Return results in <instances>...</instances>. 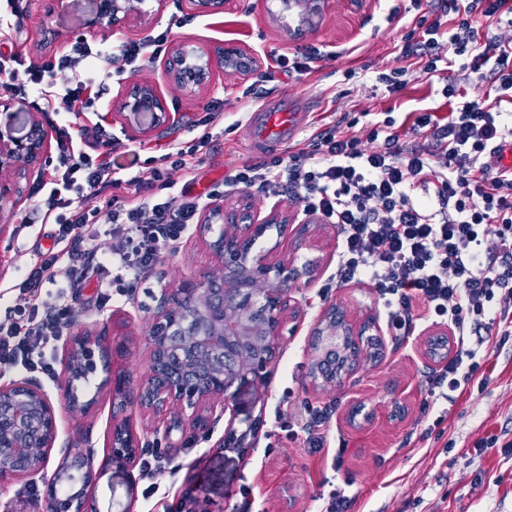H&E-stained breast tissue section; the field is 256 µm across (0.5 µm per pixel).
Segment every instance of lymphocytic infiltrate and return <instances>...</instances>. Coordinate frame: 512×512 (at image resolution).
Segmentation results:
<instances>
[{"label": "lymphocytic infiltrate", "mask_w": 512, "mask_h": 512, "mask_svg": "<svg viewBox=\"0 0 512 512\" xmlns=\"http://www.w3.org/2000/svg\"><path fill=\"white\" fill-rule=\"evenodd\" d=\"M414 28L420 36L406 40L402 66L377 73L375 80L391 95L421 74L451 67L454 57L467 56L472 72L490 69L497 85L492 101L467 99L446 86L452 99L448 120L431 114L415 117L410 129L431 131V147H411L391 125L373 128L384 138L378 151L362 149L352 133L329 127L312 134L288 155L248 161L224 178L226 191L244 187L263 195L287 193L304 211L336 225L341 251L337 285L369 282L384 301L388 321L410 331L417 304L436 321L447 324L458 349L446 365L425 380L432 400L455 402L476 380L478 353L492 336H512V174L482 165L481 157L507 136L501 107L512 105V47L489 39L482 24L512 18V0H451V26L422 14V0H412ZM168 31L150 34L119 47L82 41L70 49L27 61L0 54V92L28 101L61 100L64 122L56 128L57 157L46 193L37 197L28 224H51L55 248L39 252L14 289L21 300L0 322V369L22 367L52 375V352L74 318V290L97 278L98 307L135 287L141 271L160 256L175 251L191 224L197 223L204 198L167 196L170 172L182 169L202 151L212 150L216 120L223 99L207 108L203 130L189 146L173 144L156 158L150 180L117 177L110 161L92 154L112 146L103 127L80 121L92 108L93 74L123 61L131 71L148 66L160 55ZM24 83H17L18 73ZM443 172L433 196L415 199L433 163ZM133 188V199L122 191ZM105 206L88 207L92 197ZM117 237L120 248L104 250V237ZM494 242L496 256L482 246Z\"/></svg>", "instance_id": "f902f5d3"}]
</instances>
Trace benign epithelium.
Here are the masks:
<instances>
[{
    "instance_id": "obj_1",
    "label": "benign epithelium",
    "mask_w": 512,
    "mask_h": 512,
    "mask_svg": "<svg viewBox=\"0 0 512 512\" xmlns=\"http://www.w3.org/2000/svg\"><path fill=\"white\" fill-rule=\"evenodd\" d=\"M190 9L206 15L232 0H188ZM283 10L308 9L305 17L320 10L327 0H280ZM87 27L93 30L117 28L132 22L148 24L152 10L145 0H94ZM221 58L224 73L248 77L260 67L259 54L229 42L212 52L194 44L176 41L164 61L166 80L183 92L194 95L213 79V55ZM0 105L8 110L0 122V212L13 208L22 199L21 180L35 169L45 155L48 136L38 116L19 107L10 111L11 102ZM117 105L130 125L146 131L161 120L164 112L160 94L147 82L134 81L119 93ZM225 223L220 233L206 241L215 260L216 272L205 280L188 279L169 293L162 290L147 336L152 347V366L147 379L131 385L127 374L114 368L111 356L127 351V340L107 347L103 334H96L75 322L62 346L60 391L67 407L86 411L95 398L78 394V385L103 375L100 386L112 391V429L109 445L112 461L134 467L144 448L141 436L130 425L131 407L152 415L151 433L168 448H185L198 434L209 435L227 419L224 437L218 447L244 452L252 447L262 427V415L242 413L235 396L261 378L276 357V337L281 323L300 322L305 312L288 296V284L309 286L329 265L333 239L312 214L299 217L278 205L261 214L248 203L232 213L224 204H214L204 215L202 231L211 224ZM274 231L289 240L291 253L274 263L267 255L251 251L253 241ZM306 249L313 256L297 263L295 253ZM272 282L257 298L258 281ZM383 332L377 319L351 315L332 304L313 320L309 335L313 354L307 371L308 384L318 390L352 372L363 350L375 358L384 351L382 339L372 341L367 334ZM424 353L433 362L448 360V332H425ZM375 412L363 403L351 404L345 422L353 429L370 423ZM59 418L44 387L24 378L0 385V484L40 479L46 487V512H96L89 488L103 471L94 469L95 450L73 452L60 449V460L51 475L44 473L47 459L59 435Z\"/></svg>"
}]
</instances>
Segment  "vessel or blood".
I'll list each match as a JSON object with an SVG mask.
<instances>
[{
    "label": "vessel or blood",
    "mask_w": 512,
    "mask_h": 512,
    "mask_svg": "<svg viewBox=\"0 0 512 512\" xmlns=\"http://www.w3.org/2000/svg\"><path fill=\"white\" fill-rule=\"evenodd\" d=\"M311 110V105L305 102L296 105L277 99L265 100L247 115L251 150L263 152L291 145L306 127Z\"/></svg>",
    "instance_id": "1"
}]
</instances>
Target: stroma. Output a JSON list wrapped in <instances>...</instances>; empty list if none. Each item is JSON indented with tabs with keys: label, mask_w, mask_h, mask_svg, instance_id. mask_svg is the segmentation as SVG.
I'll list each match as a JSON object with an SVG mask.
<instances>
[{
	"label": "stroma",
	"mask_w": 512,
	"mask_h": 512,
	"mask_svg": "<svg viewBox=\"0 0 512 512\" xmlns=\"http://www.w3.org/2000/svg\"><path fill=\"white\" fill-rule=\"evenodd\" d=\"M273 4L274 0H234L229 10L197 15L184 0H163L148 27L129 26L115 33L86 27L89 0H28L13 50L24 56H48L79 38L117 45L165 29L175 41L192 39L206 47L231 41L255 49L265 80L228 75L219 67L210 87L193 97L167 83L159 58L138 73L111 65L97 74L102 97L84 122L101 124L122 146L137 147L140 162L134 172L144 178L150 175L151 157L172 143L197 138L207 104L216 97L223 99L218 146L203 162L172 173L170 193L175 197L186 187L196 197L217 188L229 171L254 159L248 128L238 115L261 100L308 98L316 106L309 133L348 125L366 148L373 149L377 143L371 131L385 118L399 122L405 113L429 107L437 108L439 118H447L449 106L441 94L445 83L456 84L471 99L486 98L491 88L489 76L459 66L442 79H416L397 100L375 84L377 72L398 65L397 55L412 28L410 0H329L321 19L297 36L289 33L286 22L268 15ZM174 16L182 18L183 25L172 30L168 24ZM309 45H354L358 51L322 61L308 76L283 72L280 59ZM136 78L156 85L167 111L165 123L146 133L132 130L116 105L121 88ZM31 208L32 198L27 195L14 212L0 216V280L20 277L37 252L53 246L51 225L21 228ZM213 270L205 241L193 229L183 236L176 252L142 273L137 288L115 297L103 309L95 307V281L84 283L77 290L75 316L105 333L115 330L117 320H124L133 344L115 365L138 384L150 373L148 322L162 289L179 288L187 278H206ZM291 294L307 306L304 323L281 325L276 361L263 380L238 396L244 408L263 416L254 448L245 454L219 449L224 434L219 425L209 436L196 437L190 447L165 449L171 467L157 475L154 482L160 490L155 495H147L151 481L140 468L111 460V389L93 381L81 385V393L94 398V406L68 410L57 379H43L61 418L59 445L77 451L89 443L96 450L94 466L104 472L93 488L99 512H123L127 507L133 512H167L188 495L196 497L206 512H237L244 489L250 492L252 512H317L323 497L337 487L345 488L352 499L349 512H512V338L488 355L482 385L468 388L449 409L437 405L426 412L423 380L436 365L424 354L422 335L434 328L433 319L421 317L404 336L386 328L382 360L361 357L350 375L316 390L306 378L308 333L321 308L336 303L360 317L371 313L382 323L387 317L370 285L339 287L326 273L313 287L293 285ZM394 397L408 407L400 422L389 420L384 408ZM356 401L375 411L373 421L361 430L345 422L347 408ZM309 406L329 410L327 440L316 452L280 428ZM490 439L495 447L484 448V441ZM44 492L39 481L0 485V512H43Z\"/></svg>",
	"instance_id": "stroma-1"
}]
</instances>
